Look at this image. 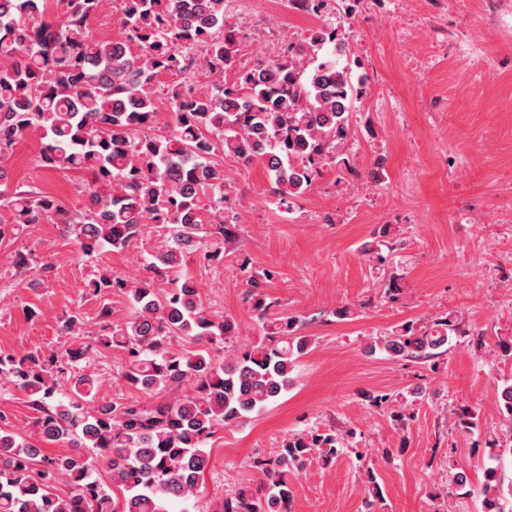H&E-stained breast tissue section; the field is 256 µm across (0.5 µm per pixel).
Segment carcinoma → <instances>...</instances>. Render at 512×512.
I'll list each match as a JSON object with an SVG mask.
<instances>
[{"mask_svg": "<svg viewBox=\"0 0 512 512\" xmlns=\"http://www.w3.org/2000/svg\"><path fill=\"white\" fill-rule=\"evenodd\" d=\"M103 2L68 0L66 18L56 24L43 19L45 0H0V59L10 61L0 67V186L8 187V163L25 136L42 141L46 166L88 176L74 213L48 195L14 190L0 241L53 216L87 259L127 249L149 224L170 225V236L148 262L149 276L130 283L105 270L87 282L95 296L126 295L131 314L124 324H108L105 303L98 320L111 332L93 342L60 355L0 351V382L27 395L38 435L36 443L20 441L0 428V512H171L197 494L213 435L245 424L288 392L312 344L301 332L304 321L274 311L250 277L245 300L263 336L232 348L234 319H213L184 269L192 255L218 259L238 237L237 225L224 220V171L212 155L261 161L289 209L348 139L352 100L366 87L365 76L354 81L352 68L336 62L345 40L333 23L311 30L305 44H286L277 57L236 70L227 0H113L124 30L117 41L90 33L89 19ZM326 44L333 56L309 62ZM195 68L213 79V92L198 96L173 82L171 126L142 134L155 123L156 77ZM231 69L229 82L224 73ZM161 279L171 287L160 288ZM84 324L76 312L61 330L91 335ZM173 336L189 347L169 350ZM461 338L476 351L486 347L484 332L445 316L428 326H396L383 349L426 363ZM217 342L227 345L222 356L210 351ZM100 346L124 352L125 383L154 401L95 402V379L81 363ZM187 383L190 393L161 399ZM343 441L334 428L291 435L276 455L254 459L259 486L225 496L222 512H290V477L316 454L331 463ZM56 442L74 451L51 457L40 448ZM100 460L109 484L92 476ZM58 481L70 485L67 494L55 492ZM482 494L483 512H512V475L487 467Z\"/></svg>", "mask_w": 512, "mask_h": 512, "instance_id": "1", "label": "carcinoma"}]
</instances>
